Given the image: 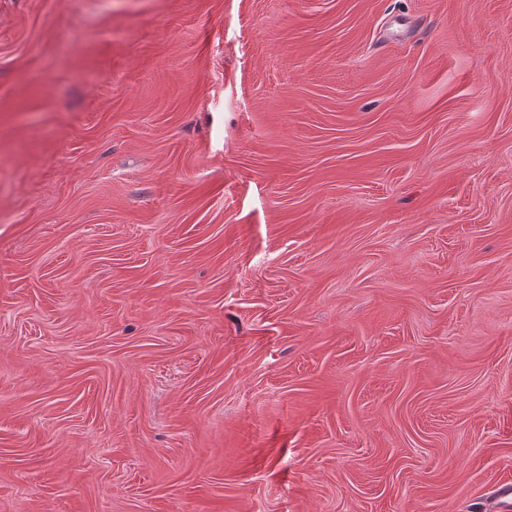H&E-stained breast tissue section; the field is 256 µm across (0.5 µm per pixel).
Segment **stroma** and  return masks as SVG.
I'll return each instance as SVG.
<instances>
[{"label": "stroma", "mask_w": 512, "mask_h": 512, "mask_svg": "<svg viewBox=\"0 0 512 512\" xmlns=\"http://www.w3.org/2000/svg\"><path fill=\"white\" fill-rule=\"evenodd\" d=\"M512 0H0V512H502Z\"/></svg>", "instance_id": "35a3bbf8"}]
</instances>
